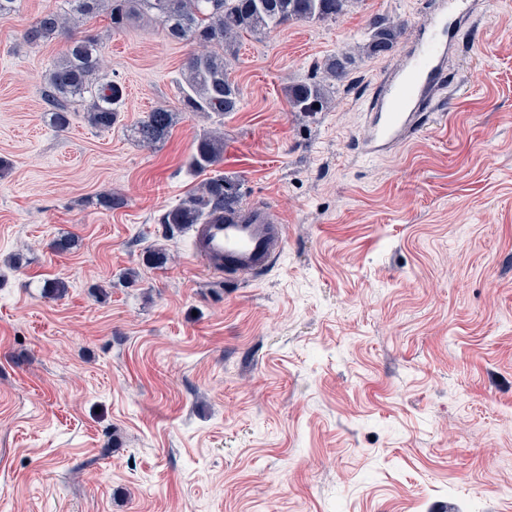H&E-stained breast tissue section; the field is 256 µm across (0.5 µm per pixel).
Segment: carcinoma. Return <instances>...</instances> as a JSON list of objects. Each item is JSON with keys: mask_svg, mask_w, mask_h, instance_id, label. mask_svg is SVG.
I'll return each mask as SVG.
<instances>
[{"mask_svg": "<svg viewBox=\"0 0 512 512\" xmlns=\"http://www.w3.org/2000/svg\"><path fill=\"white\" fill-rule=\"evenodd\" d=\"M353 0H63L64 8L43 12L24 33L30 45L59 36L67 38L63 53L52 63L41 92L45 111L59 131L69 125L75 106L86 109L88 123L110 130L121 117L123 88L102 65L103 44L97 37L76 38L66 20L109 12L112 29H122L133 17L149 16L160 23L165 35L177 42L200 47L190 53L182 69L179 107L159 106L135 122L130 132L142 145L155 147L169 137L184 112L224 116L238 111L241 90L227 73V57L234 55L242 34L263 35L292 23H323L343 15ZM406 22L373 19L361 52L368 58L393 51L405 34ZM353 63L351 53L340 50L318 67V79L293 83L287 88L289 111L311 115L332 104L331 89L344 83ZM224 156V133L203 131L197 138L189 167L204 171ZM123 196L97 195L96 205L106 210L124 207ZM240 208L237 184L217 174L205 181L178 205L166 211V225L199 224L216 211Z\"/></svg>", "mask_w": 512, "mask_h": 512, "instance_id": "carcinoma-1", "label": "carcinoma"}]
</instances>
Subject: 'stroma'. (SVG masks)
Masks as SVG:
<instances>
[{
    "mask_svg": "<svg viewBox=\"0 0 512 512\" xmlns=\"http://www.w3.org/2000/svg\"><path fill=\"white\" fill-rule=\"evenodd\" d=\"M60 3L0 18V512H512V0H473L421 126L374 158L368 108L402 48L355 57L328 111L284 90L369 19L412 30L440 0L243 36L239 111L185 113L152 148L129 129L177 106L190 46L87 19L123 112L59 132L41 89L66 41L23 33ZM217 126L215 173L285 225L234 284L160 222L206 181L188 161ZM156 248L169 261L144 264Z\"/></svg>",
    "mask_w": 512,
    "mask_h": 512,
    "instance_id": "obj_1",
    "label": "stroma"
}]
</instances>
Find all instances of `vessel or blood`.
I'll return each instance as SVG.
<instances>
[{
    "instance_id": "b4317fda",
    "label": "vessel or blood",
    "mask_w": 512,
    "mask_h": 512,
    "mask_svg": "<svg viewBox=\"0 0 512 512\" xmlns=\"http://www.w3.org/2000/svg\"><path fill=\"white\" fill-rule=\"evenodd\" d=\"M450 37L447 15L432 16L421 24L405 51L403 65L391 80L369 138L362 145L364 154L381 152L409 128L421 103L441 81ZM284 244L280 214L267 207L252 206L234 214L213 216L198 225L192 254L210 271L239 280L266 267Z\"/></svg>"
}]
</instances>
